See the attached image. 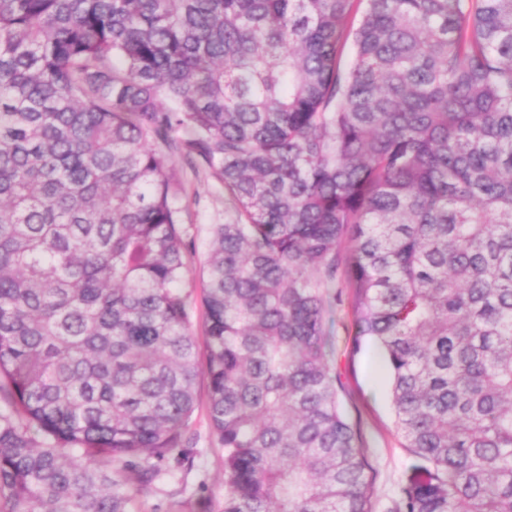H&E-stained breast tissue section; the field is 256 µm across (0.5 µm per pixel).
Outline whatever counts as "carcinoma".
Listing matches in <instances>:
<instances>
[{"mask_svg": "<svg viewBox=\"0 0 512 512\" xmlns=\"http://www.w3.org/2000/svg\"><path fill=\"white\" fill-rule=\"evenodd\" d=\"M174 149L236 214L203 366ZM339 277L395 512H512V0H0V512H129L202 372L224 512H373ZM326 301V329L332 348L328 361L341 375L345 390L340 394L341 406L360 431L363 448L375 477L374 512H391L400 488L415 464L401 445L392 419L389 377L376 386L370 374V359L377 346L365 343L352 357L353 295L342 280L329 288H320ZM384 358V357H383Z\"/></svg>", "mask_w": 512, "mask_h": 512, "instance_id": "1", "label": "carcinoma"}]
</instances>
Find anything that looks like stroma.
Segmentation results:
<instances>
[{
  "label": "stroma",
  "instance_id": "35a3bbf8",
  "mask_svg": "<svg viewBox=\"0 0 512 512\" xmlns=\"http://www.w3.org/2000/svg\"><path fill=\"white\" fill-rule=\"evenodd\" d=\"M172 160L182 188V226L192 243L181 290L191 310L192 333L200 340L204 337L201 282L211 229L216 224L231 223L235 212L223 183L210 170L192 167L178 153L173 154ZM322 294L332 344L328 361L345 385L341 406L359 430L373 468L374 512H391L414 460L402 447L393 425L389 383L377 385L372 380L370 359L375 345L366 343L358 354L350 352L354 335L351 289L339 280L323 289ZM157 467L159 477L134 488L130 512H196L201 501L208 503L209 512H223V451L211 430L205 405H198L182 445L159 461Z\"/></svg>",
  "mask_w": 512,
  "mask_h": 512
}]
</instances>
